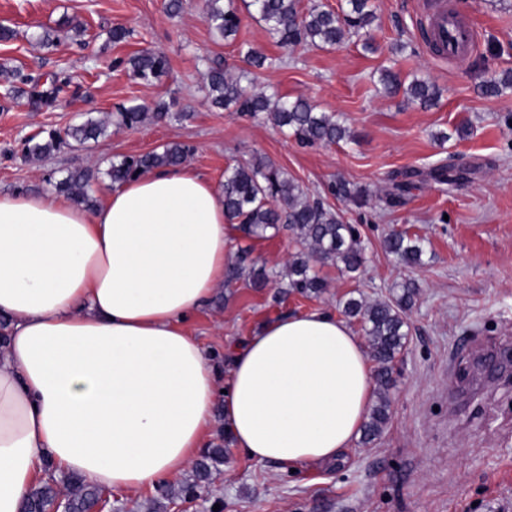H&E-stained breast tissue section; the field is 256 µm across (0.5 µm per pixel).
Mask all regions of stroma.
Segmentation results:
<instances>
[{"label": "stroma", "mask_w": 512, "mask_h": 512, "mask_svg": "<svg viewBox=\"0 0 512 512\" xmlns=\"http://www.w3.org/2000/svg\"><path fill=\"white\" fill-rule=\"evenodd\" d=\"M418 0H373L371 48L353 36L334 48L281 46L262 23L244 18L235 39L214 34L203 19L204 0H182L169 15L166 0H0V23L17 35L0 42V65L32 76H59L68 84L53 106L17 95L0 81V192L48 191V179L67 171L107 166L124 155L169 143L192 147L189 165L221 181L227 166L265 156L308 190L310 197L355 225L368 257L362 274L336 266L317 271L328 288L320 297L288 295L240 281L219 285L189 327L209 365L226 368L231 346L259 323L291 313L341 314L349 296L387 299L401 279L420 292L407 310L405 350L393 367L389 421L378 440L356 442L331 464L297 469L257 464L232 447L215 415L206 445L224 451L222 472L194 512H512V366L486 379L474 371V349L512 346V89L481 93L490 77L512 74V0H459L477 34L470 65L440 61L423 37ZM82 33H74L72 23ZM130 35L115 44L113 25ZM52 32L43 45L39 35ZM272 58L269 69L247 70L242 49ZM144 49L165 54L169 71L150 85L122 64ZM210 59L246 73L255 92L303 97L332 112L353 133L339 144L305 146L265 117L211 106L203 73ZM425 78L441 90L423 107L389 95L383 67ZM163 102L173 118L137 129L110 126L108 136L62 148L32 164L25 140L64 130L85 114L115 115L122 108ZM444 165L469 168L466 179L440 182ZM416 171L401 203L388 201L395 178ZM346 181L365 190L358 206L333 195ZM405 231L423 239V263L407 268L384 248ZM247 248L257 264L284 270L297 244L283 229L267 239L233 237L229 259Z\"/></svg>", "instance_id": "1"}]
</instances>
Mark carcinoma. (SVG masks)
I'll use <instances>...</instances> for the list:
<instances>
[{
    "label": "carcinoma",
    "instance_id": "1",
    "mask_svg": "<svg viewBox=\"0 0 512 512\" xmlns=\"http://www.w3.org/2000/svg\"><path fill=\"white\" fill-rule=\"evenodd\" d=\"M248 14L263 22L268 31L284 46L310 44L317 47H333L348 35L368 32L375 14L371 0H345L341 10L334 12L312 7L304 13L300 0H242ZM204 19L220 36L231 39L236 36L243 21L236 0H205ZM127 64L133 75L151 84L168 69L165 55L153 49H145L131 56ZM0 76L9 80L17 78L29 85L28 93L50 103L61 90L62 81L54 77L49 84L32 82V78L17 70L0 68ZM382 81L389 91L405 88L407 99L421 105H430L439 97V90L432 82L414 79L407 83L399 73L386 67L381 70ZM205 84L211 103L217 107H233L245 115L266 113L273 123L288 132L301 144L315 145L336 143L351 139V132L336 115L316 112L304 99L288 100L273 98L264 93H253L241 84V78L228 73L221 61H210L205 69ZM512 84V76L485 81L481 91L486 96H498L503 88ZM170 117L168 107L132 105L118 113L120 125L135 129L147 122H160ZM109 123L92 114L70 125L64 132L50 130L39 140L25 141L22 154L27 161H39L75 142L86 144L107 135ZM192 149L180 143L163 147L142 155H127L110 161L106 175L114 184L146 173L158 167H174L183 164ZM100 169L87 167L75 169L53 183L54 189L68 196L74 203L91 207L94 198L90 194L93 182L98 180ZM224 214L229 222L240 225L249 238H265L270 230L275 232L286 226L300 244L292 255L286 271H268L263 267H247L249 251L241 250L238 260L227 266L224 282L228 285L243 277L253 284L264 287L272 284L282 294L296 293L305 298L319 297L327 282L318 275L315 266L330 264L341 272L356 274L366 263L365 250L356 227L342 221L340 215L327 208L318 199L309 197L305 188L273 162L254 156L224 170ZM385 249L400 263L414 267L422 263L423 240L406 232L389 234L384 241ZM418 295L415 281L408 279L397 284L394 298L367 303L361 298L348 297L343 302L344 314L357 320L368 341V353L376 364L375 382L377 400L372 405L363 426V441L371 443L383 433L389 420L388 393L393 385L392 369L397 356L404 350L408 333L405 312ZM224 463L221 448L208 449L193 464L192 475L176 487L157 486L158 497L153 500L157 509H167L179 502L194 501L212 484L213 475L220 473ZM50 479L43 480L34 489L23 507V512H46L48 506L66 490L69 512H92L103 492L80 475H59L53 463H45Z\"/></svg>",
    "mask_w": 512,
    "mask_h": 512
}]
</instances>
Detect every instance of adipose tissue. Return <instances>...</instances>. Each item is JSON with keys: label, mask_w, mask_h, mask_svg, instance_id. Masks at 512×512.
<instances>
[{"label": "adipose tissue", "mask_w": 512, "mask_h": 512, "mask_svg": "<svg viewBox=\"0 0 512 512\" xmlns=\"http://www.w3.org/2000/svg\"><path fill=\"white\" fill-rule=\"evenodd\" d=\"M239 232L222 186L187 165L114 186L91 210L0 193V512H22L48 460L106 491L155 487L189 466L218 406L259 464H327L351 447L374 379L345 321L261 323L224 372L189 333Z\"/></svg>", "instance_id": "adipose-tissue-1"}]
</instances>
